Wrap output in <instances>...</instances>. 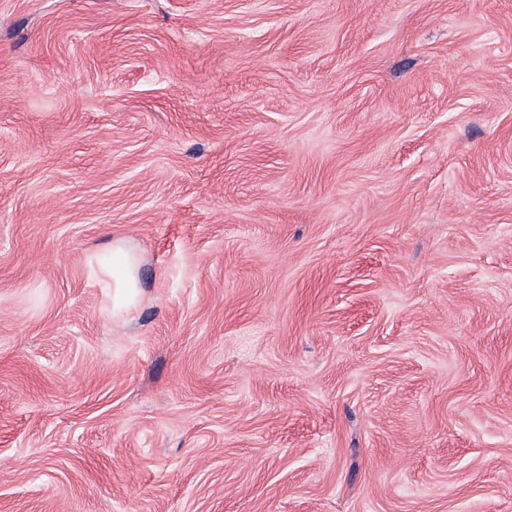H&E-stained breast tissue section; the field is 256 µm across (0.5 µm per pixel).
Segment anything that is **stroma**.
I'll return each mask as SVG.
<instances>
[{
    "instance_id": "obj_1",
    "label": "stroma",
    "mask_w": 512,
    "mask_h": 512,
    "mask_svg": "<svg viewBox=\"0 0 512 512\" xmlns=\"http://www.w3.org/2000/svg\"><path fill=\"white\" fill-rule=\"evenodd\" d=\"M0 512H512V0H0ZM139 261L137 257L116 242L112 254H102L97 258L96 272L104 288H112L113 308L131 305L139 292Z\"/></svg>"
}]
</instances>
